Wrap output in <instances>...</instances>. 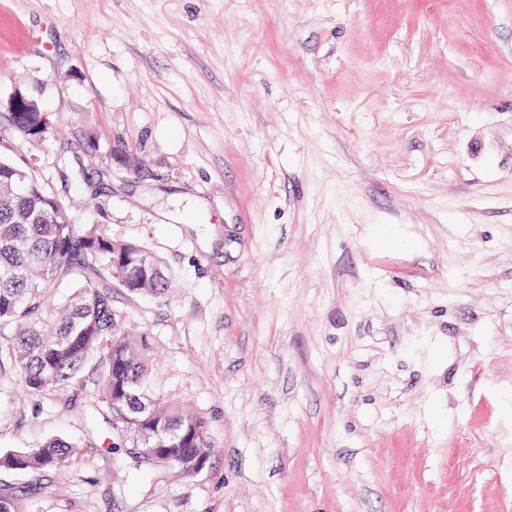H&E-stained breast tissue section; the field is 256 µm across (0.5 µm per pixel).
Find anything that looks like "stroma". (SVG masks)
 I'll use <instances>...</instances> for the list:
<instances>
[{
  "mask_svg": "<svg viewBox=\"0 0 512 512\" xmlns=\"http://www.w3.org/2000/svg\"><path fill=\"white\" fill-rule=\"evenodd\" d=\"M17 88L0 156L173 274L112 305L213 451L115 470L87 390L0 374L1 454L78 445L16 512H512V0H0ZM7 121L17 133L31 138L26 132L31 128H47L48 117L42 112L36 100L20 90L14 92L7 103ZM19 112V113H9Z\"/></svg>",
  "mask_w": 512,
  "mask_h": 512,
  "instance_id": "stroma-1",
  "label": "stroma"
}]
</instances>
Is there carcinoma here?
Returning a JSON list of instances; mask_svg holds the SVG:
<instances>
[{
  "label": "carcinoma",
  "mask_w": 512,
  "mask_h": 512,
  "mask_svg": "<svg viewBox=\"0 0 512 512\" xmlns=\"http://www.w3.org/2000/svg\"><path fill=\"white\" fill-rule=\"evenodd\" d=\"M44 112L7 114L21 135L47 128ZM64 184L82 172L67 152L60 155ZM24 168L0 157V372L13 374L29 396H42L77 382L102 388L115 424L141 438L157 424L179 432L165 440L158 461L185 474L209 457V425L198 414L149 397L145 339L125 336L112 307V286L136 296L164 297L173 288L171 272L145 247L117 242L97 224H76L68 208L51 209L56 193L40 181L19 182ZM79 286L60 303L55 290L67 276ZM97 359V366L88 363ZM77 448L52 438L37 448L0 456V467L31 473L59 471Z\"/></svg>",
  "instance_id": "cac0c4a2"
}]
</instances>
